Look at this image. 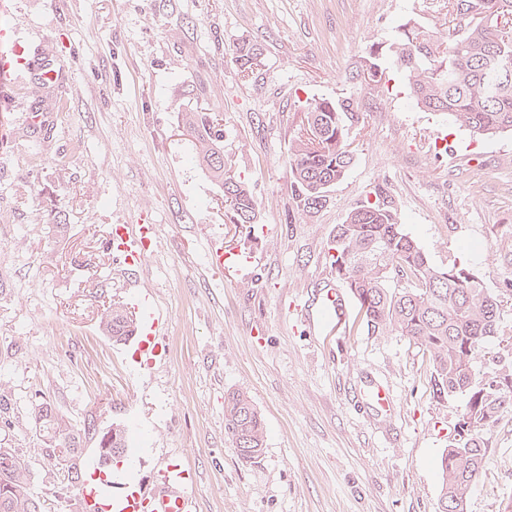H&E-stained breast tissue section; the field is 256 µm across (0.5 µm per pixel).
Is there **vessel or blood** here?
I'll return each instance as SVG.
<instances>
[{"mask_svg": "<svg viewBox=\"0 0 512 512\" xmlns=\"http://www.w3.org/2000/svg\"><path fill=\"white\" fill-rule=\"evenodd\" d=\"M155 227L151 224H116L105 239L106 250L129 266L142 263L152 245ZM126 310L134 332L128 353L130 364L154 362L163 350V329L167 313L158 306L153 294L142 289L128 291ZM346 320V304L340 288L321 289L314 310L307 315V327L332 336ZM151 490L128 480L124 469L112 463L94 461L79 486L80 512H197V498L192 491L193 472L182 463H160L152 477Z\"/></svg>", "mask_w": 512, "mask_h": 512, "instance_id": "obj_1", "label": "vessel or blood"}]
</instances>
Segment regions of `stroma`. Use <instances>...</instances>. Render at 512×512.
Returning <instances> with one entry per match:
<instances>
[{
    "label": "stroma",
    "instance_id": "obj_1",
    "mask_svg": "<svg viewBox=\"0 0 512 512\" xmlns=\"http://www.w3.org/2000/svg\"><path fill=\"white\" fill-rule=\"evenodd\" d=\"M435 29L439 0H0V26L59 70L57 83L0 74V439L32 468L48 512H79L61 490L35 419L47 403L90 424L89 463L112 424L129 430L132 478L150 487L176 455L197 476L200 512H435L439 461L466 399L432 392L427 354L405 337L369 334L358 317L325 341L297 305L333 279L327 242L375 188L438 266L467 258L502 305L512 341V134L472 142L447 115L419 108L400 80L370 90L356 74L369 46L401 24ZM263 49L241 80L232 50ZM62 97L36 137L23 136L40 96ZM354 99L355 158L323 208L302 215L288 170L309 98ZM224 115V156L252 189L258 219L230 222L219 187L182 133L184 113ZM454 144L440 153L442 138ZM59 216L38 224L35 212ZM153 224L144 263L104 247L109 225ZM250 256L215 274L212 244ZM167 310V353L132 369L100 314L126 290ZM396 395L375 410L371 384ZM247 392L265 450L240 460L224 434V395ZM488 462L467 512H512V411L486 434Z\"/></svg>",
    "mask_w": 512,
    "mask_h": 512
}]
</instances>
